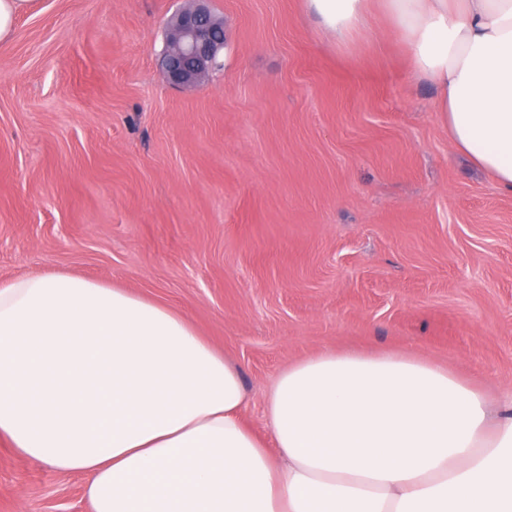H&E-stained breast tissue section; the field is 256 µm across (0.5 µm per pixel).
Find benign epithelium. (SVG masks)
I'll return each instance as SVG.
<instances>
[{
  "label": "benign epithelium",
  "instance_id": "obj_1",
  "mask_svg": "<svg viewBox=\"0 0 512 512\" xmlns=\"http://www.w3.org/2000/svg\"><path fill=\"white\" fill-rule=\"evenodd\" d=\"M210 0H191V5L172 16L165 32L162 62L168 81L179 87H196L212 71L221 68L224 18L216 16Z\"/></svg>",
  "mask_w": 512,
  "mask_h": 512
}]
</instances>
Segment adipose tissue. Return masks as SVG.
I'll list each match as a JSON object with an SVG mask.
<instances>
[{
	"label": "adipose tissue",
	"mask_w": 512,
	"mask_h": 512,
	"mask_svg": "<svg viewBox=\"0 0 512 512\" xmlns=\"http://www.w3.org/2000/svg\"><path fill=\"white\" fill-rule=\"evenodd\" d=\"M304 0L349 51L396 34L455 149L512 192V0ZM237 366L181 313L61 274L0 282V440L86 479L93 512H512L497 407L412 355L326 351L243 418Z\"/></svg>",
	"instance_id": "adipose-tissue-1"
}]
</instances>
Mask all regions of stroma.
I'll return each mask as SVG.
<instances>
[{"instance_id":"stroma-1","label":"stroma","mask_w":512,"mask_h":512,"mask_svg":"<svg viewBox=\"0 0 512 512\" xmlns=\"http://www.w3.org/2000/svg\"><path fill=\"white\" fill-rule=\"evenodd\" d=\"M188 0H33L0 43V282L115 284L236 365L244 418L288 364L411 353L512 389V193L448 139L399 38L339 52L303 0H211L224 67L170 84ZM0 512H91L0 444Z\"/></svg>"}]
</instances>
